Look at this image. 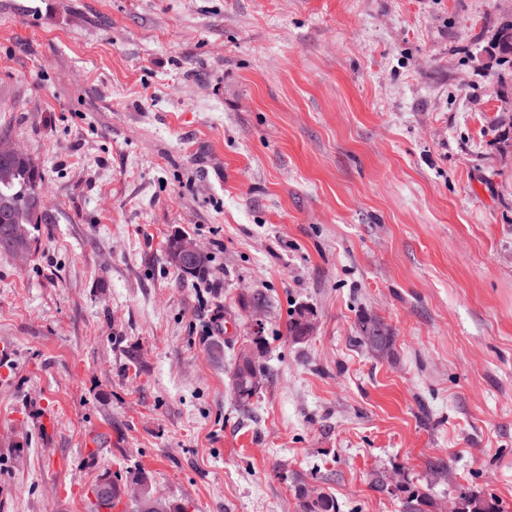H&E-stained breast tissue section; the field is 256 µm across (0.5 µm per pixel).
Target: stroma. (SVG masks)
<instances>
[{
    "instance_id": "35a3bbf8",
    "label": "stroma",
    "mask_w": 512,
    "mask_h": 512,
    "mask_svg": "<svg viewBox=\"0 0 512 512\" xmlns=\"http://www.w3.org/2000/svg\"><path fill=\"white\" fill-rule=\"evenodd\" d=\"M506 7L0 0V129L57 217L0 252V512H87L140 471L186 512H299L300 482L338 512L421 485L512 512ZM183 237L184 236L182 235L174 234L168 240L166 248V260L168 264L174 267L183 278L200 279L204 276L206 270L208 269L209 263L211 262V257L208 255L206 263L196 266L204 258L206 252L188 238L182 239ZM180 239H182V241L176 248ZM174 250L176 262L182 267L192 268L186 269L179 267L173 259ZM307 313L305 311L295 312L288 321V338L293 344L304 343L308 337L303 334V320ZM306 334L310 336L314 329V322L311 316L305 320ZM237 356L234 362V369L230 376V381L234 393L240 400H248L253 395L256 394V390H252L251 388V378L252 376L258 372V365H254V363H240L237 361ZM259 374L252 378V384L255 388L259 385ZM102 480L109 481L112 485V488L105 481L99 483L95 492V499L97 500L98 503L97 505L96 501L94 502L95 511H98L99 506L100 512H109V502L111 498L112 508L122 500L121 489L118 485H116L114 482L108 479Z\"/></svg>"
}]
</instances>
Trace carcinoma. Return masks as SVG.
Wrapping results in <instances>:
<instances>
[{"mask_svg":"<svg viewBox=\"0 0 512 512\" xmlns=\"http://www.w3.org/2000/svg\"><path fill=\"white\" fill-rule=\"evenodd\" d=\"M498 31L507 32L504 39L496 46L499 58L503 62L512 61V19L507 17L499 25ZM56 216L42 204V174L35 159L27 154L8 166H0V251L11 253L17 247L30 248L32 229L37 224H53ZM182 236L173 235L167 243L166 260L185 278L200 279L208 269L209 263H204L190 269L177 266L173 259L174 250ZM306 312L299 311L288 321V338L293 344H301L307 340L303 334V320ZM258 372L252 363H234L230 381L234 393L241 400H247L256 394L251 388V378ZM133 481L150 487V493L155 495V510L153 512H181V508L173 506L164 498L156 495L149 477L143 473L136 475ZM300 512H336V500L324 493L311 501L298 489ZM466 512H501L500 505L493 499L469 496L464 498ZM433 501L427 490L415 488L408 491L403 502V512H430Z\"/></svg>","mask_w":512,"mask_h":512,"instance_id":"carcinoma-1","label":"carcinoma"}]
</instances>
